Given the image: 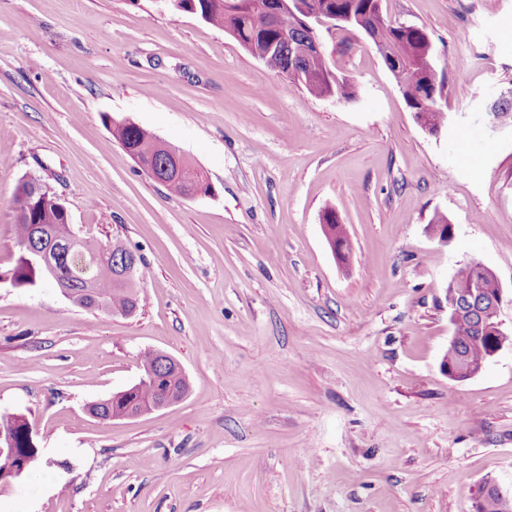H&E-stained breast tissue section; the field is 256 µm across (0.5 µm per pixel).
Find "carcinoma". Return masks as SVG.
<instances>
[{"label": "carcinoma", "instance_id": "cac0c4a2", "mask_svg": "<svg viewBox=\"0 0 512 512\" xmlns=\"http://www.w3.org/2000/svg\"><path fill=\"white\" fill-rule=\"evenodd\" d=\"M166 8L187 12L205 22L224 29L247 52L257 51L269 42L277 43L282 51L283 71L280 75L290 83L304 88L318 97L334 96L345 101L356 97L355 87L335 73L326 56L310 58L294 69H288V43L283 30L268 19V0H165ZM310 8L316 14L347 17L354 15L361 24L342 26L341 31H357L362 34L377 31L386 40L398 45L405 59L409 74L407 90L403 96L422 125L431 132H440L448 124V113L438 106L445 92V78L432 65L433 47L428 33L420 27L380 26L381 0H310ZM492 117L502 125H512V99L496 100L490 107ZM112 135L128 154H138L143 163L157 169L167 158L165 141L149 130L124 121L112 125ZM30 180L19 182L13 203L16 226V244L20 256L11 279L17 286L34 287L47 279L41 266L31 256L28 245L33 243L34 228L43 224L48 228L42 240V248L54 250L61 243L71 244L66 264L52 280L72 290L69 301L86 309L101 310L114 316L127 317L133 309L143 307L144 295L137 283L112 284L114 262L112 252L95 237L76 236L69 216L58 211L53 198L32 197ZM322 223L330 238L341 241L337 259L345 264L351 254L349 238L342 230L336 212L328 210ZM477 288L482 295L496 294L502 284L493 274L481 273L466 266L460 268L448 284V297L462 296ZM452 340L443 359L448 361V378H463L471 367H477L490 359L500 343H512V335L497 329L479 327L472 313L463 308L452 318ZM142 374L145 379L131 388L115 393L107 399L91 405L89 412L101 420L125 417L152 406L168 390L188 393L187 376L178 362L164 365L159 351L146 349L140 354ZM28 423L20 413L0 414V435L13 439L17 448H29L31 454L39 451L35 437L26 434Z\"/></svg>", "mask_w": 512, "mask_h": 512}]
</instances>
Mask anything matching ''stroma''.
<instances>
[{
  "label": "stroma",
  "instance_id": "1",
  "mask_svg": "<svg viewBox=\"0 0 512 512\" xmlns=\"http://www.w3.org/2000/svg\"><path fill=\"white\" fill-rule=\"evenodd\" d=\"M448 72L447 126L416 122L372 42L326 36L350 101L309 94L232 36L156 0H0V413L28 418L44 490L0 512H472L512 487V346L475 377L441 370L446 288L471 260L504 288L512 331V0H383ZM129 119L188 156L184 198L109 128ZM33 177L82 236L141 259L145 304L115 317L52 283L12 284L13 196ZM352 244L337 261L321 216ZM454 227L440 245L428 226ZM151 347L182 365L180 402L102 421ZM489 492H492V494L497 496L501 501H511L512 499V491H504L496 478L488 476L484 478L476 488L473 511H478L479 509L477 507L479 505H485Z\"/></svg>",
  "mask_w": 512,
  "mask_h": 512
}]
</instances>
